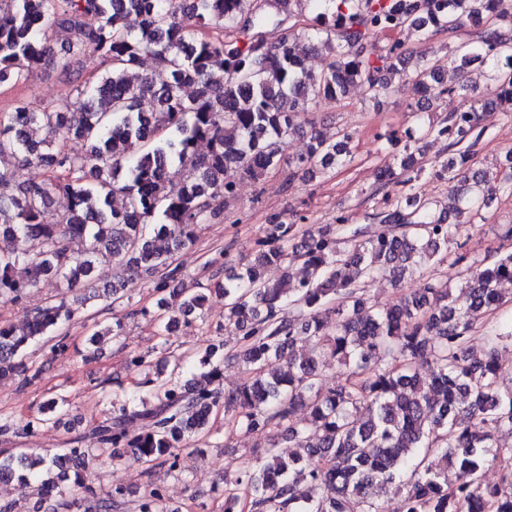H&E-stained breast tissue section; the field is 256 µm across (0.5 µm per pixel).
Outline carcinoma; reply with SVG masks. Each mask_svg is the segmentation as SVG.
<instances>
[{
	"label": "carcinoma",
	"instance_id": "cac0c4a2",
	"mask_svg": "<svg viewBox=\"0 0 512 512\" xmlns=\"http://www.w3.org/2000/svg\"><path fill=\"white\" fill-rule=\"evenodd\" d=\"M265 2L274 14L257 0H0V87L24 84L51 65L67 71L88 55L98 60L70 102L36 107L18 99L0 115V164L9 158L45 174L41 182L17 183L0 168V300L22 301L46 276L82 291L75 306L61 299L21 325L0 324V375L38 378L42 368L27 364V349L52 340L51 352L64 354L58 331L91 301L123 300L127 273L160 275L154 310L144 314L165 348L179 327L203 317L214 292L238 333L229 350L213 340L200 356L170 355L165 378L144 356L128 355L126 368L140 380L91 428L99 448H22L0 457V480L37 491L41 501L55 499V512H176L156 483L135 501L121 486L71 498L57 469L73 462L71 486L80 488L96 451L114 461L129 452L175 472L180 452L210 437V416L222 405L235 412L236 426L269 442L255 464L224 479V512H381L379 498L396 482L406 485L398 512H512V448L499 446L512 434V383L500 380L495 348L481 357L470 349L507 303L501 284L512 282V252L481 259L458 253L456 286L431 274L391 306L363 290L375 278L388 274L397 284L448 258L460 230L449 217L465 209L477 215L512 191V153L498 180L471 171L469 146L449 157L441 165L451 184L446 211L410 193L376 213L374 228L344 216L305 226L273 215L249 261L219 268L211 285L170 287L178 276L173 256L192 247L200 225L219 218L224 199L236 193L228 169L260 182L284 166L314 173L351 161L352 133L330 139L314 127L306 153L285 155L286 139L303 131L300 116L319 100H338L353 85L377 95L385 89L378 75L414 56L415 85L434 90L439 60L398 41L382 43L387 36L410 28L426 40L433 30L479 27L477 40L459 43L448 63L461 78L475 62L488 66L491 86L439 124L408 133L402 151L379 169L380 185L413 184L425 174L419 143L436 137L459 145L480 128V112L512 105V0H310L316 14L299 32L284 27L296 0ZM57 28L71 34L61 56L53 47ZM304 41L328 51L326 69H306ZM146 57L168 73L165 83L139 73ZM187 87L193 95L184 94ZM72 139L81 153L67 149ZM134 141L141 151L132 156ZM56 196L67 199V210L49 222ZM77 238L88 242L81 256L70 251ZM100 257L122 269L102 290L92 277ZM19 265L23 278L13 275ZM272 265L288 280L264 279ZM295 266L303 270L296 281ZM456 289L466 306L457 305ZM300 334L309 337L305 352L294 349ZM104 336L118 341L121 320L89 344ZM226 361L247 374L228 393L220 387ZM334 363L344 375L325 390L321 372ZM67 406V397H52L42 416L21 427L0 417V435L29 437L58 423ZM301 408L308 417L299 426L293 416ZM280 439L306 449L307 459L284 461L275 451ZM435 455L454 480L433 464ZM490 459L501 471L495 484L484 480Z\"/></svg>",
	"mask_w": 512,
	"mask_h": 512
}]
</instances>
